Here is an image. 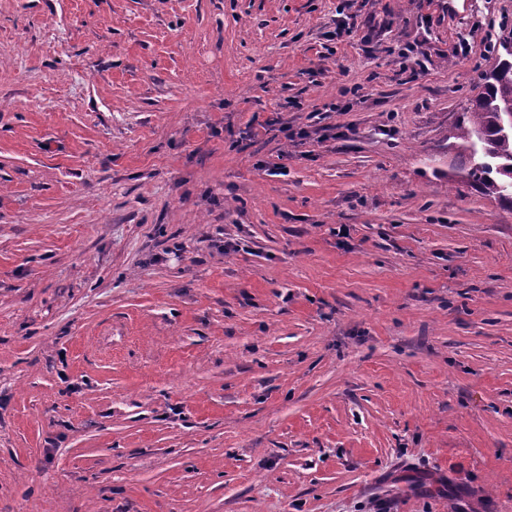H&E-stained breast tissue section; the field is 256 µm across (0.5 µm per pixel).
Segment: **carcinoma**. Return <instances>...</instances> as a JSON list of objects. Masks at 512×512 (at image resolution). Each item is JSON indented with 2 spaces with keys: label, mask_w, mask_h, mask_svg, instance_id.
Returning <instances> with one entry per match:
<instances>
[{
  "label": "carcinoma",
  "mask_w": 512,
  "mask_h": 512,
  "mask_svg": "<svg viewBox=\"0 0 512 512\" xmlns=\"http://www.w3.org/2000/svg\"><path fill=\"white\" fill-rule=\"evenodd\" d=\"M512 105V52L500 54L481 74L479 92L463 107L452 147L464 157L460 176L481 194L512 204V132L501 128L505 106Z\"/></svg>",
  "instance_id": "cac0c4a2"
}]
</instances>
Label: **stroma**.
<instances>
[{
	"instance_id": "stroma-1",
	"label": "stroma",
	"mask_w": 512,
	"mask_h": 512,
	"mask_svg": "<svg viewBox=\"0 0 512 512\" xmlns=\"http://www.w3.org/2000/svg\"><path fill=\"white\" fill-rule=\"evenodd\" d=\"M492 27L0 0V512H512V207L448 148Z\"/></svg>"
}]
</instances>
